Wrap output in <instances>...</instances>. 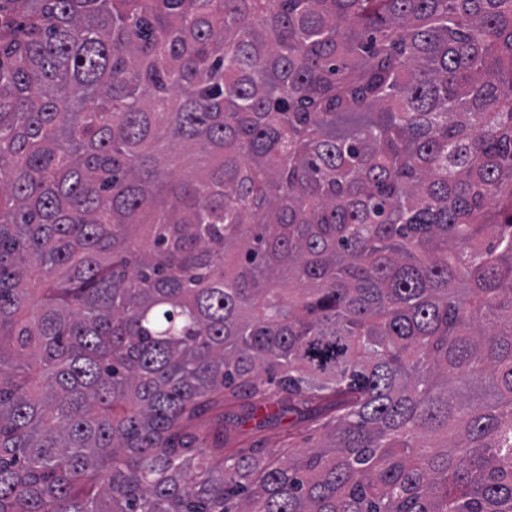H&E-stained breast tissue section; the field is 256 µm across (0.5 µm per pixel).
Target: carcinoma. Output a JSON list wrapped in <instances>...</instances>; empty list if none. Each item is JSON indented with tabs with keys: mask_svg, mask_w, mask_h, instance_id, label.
Wrapping results in <instances>:
<instances>
[{
	"mask_svg": "<svg viewBox=\"0 0 512 512\" xmlns=\"http://www.w3.org/2000/svg\"><path fill=\"white\" fill-rule=\"evenodd\" d=\"M19 2L0 512H512V0ZM247 404L239 402L231 408V414L243 418L241 424L232 422L230 419L221 421V414L227 411L225 407L217 406L195 421V430L202 438L207 439V451L211 455L219 456L214 451L215 438L224 432V448H237L244 452L257 451L260 455L267 456L272 450L282 452L299 451L320 446L323 443L325 429L323 423L327 420L317 422H298L290 427L288 414L270 420L259 425V419H247Z\"/></svg>",
	"mask_w": 512,
	"mask_h": 512,
	"instance_id": "carcinoma-1",
	"label": "carcinoma"
}]
</instances>
